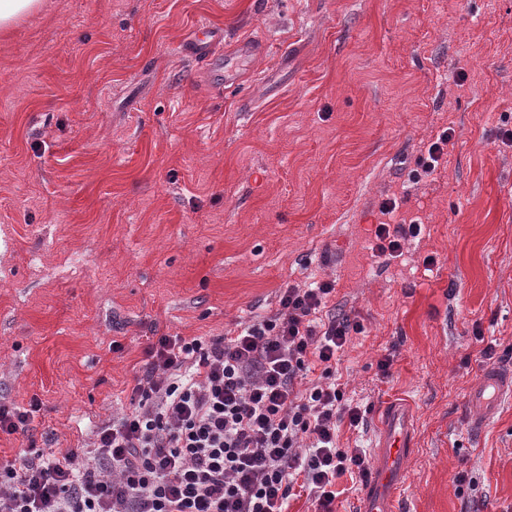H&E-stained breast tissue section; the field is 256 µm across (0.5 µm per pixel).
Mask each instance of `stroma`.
Returning a JSON list of instances; mask_svg holds the SVG:
<instances>
[{"mask_svg": "<svg viewBox=\"0 0 512 512\" xmlns=\"http://www.w3.org/2000/svg\"><path fill=\"white\" fill-rule=\"evenodd\" d=\"M205 26L238 73L221 93L178 53ZM253 37L262 56L233 52ZM504 127L512 0H44L0 35V401L40 405L0 461L90 444L156 337L225 335L324 279L326 314L363 327L341 445L373 453L408 401V512H512V404L478 432L466 413L480 349L512 350ZM379 224L421 231L394 258ZM454 130L452 127L445 128L436 138L435 141L430 142L427 147V156H421L420 168L421 173L427 174L433 171L438 163L441 155L443 154L444 147L448 140L452 138Z\"/></svg>", "mask_w": 512, "mask_h": 512, "instance_id": "1", "label": "stroma"}]
</instances>
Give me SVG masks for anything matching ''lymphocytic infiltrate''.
Instances as JSON below:
<instances>
[{"instance_id": "f902f5d3", "label": "lymphocytic infiltrate", "mask_w": 512, "mask_h": 512, "mask_svg": "<svg viewBox=\"0 0 512 512\" xmlns=\"http://www.w3.org/2000/svg\"><path fill=\"white\" fill-rule=\"evenodd\" d=\"M333 291L286 285L275 312L233 336L158 337L131 410L90 447L0 463V512H288L298 483L315 512H335L338 479L369 467L364 449L337 441L365 413L336 381L360 324L324 316Z\"/></svg>"}]
</instances>
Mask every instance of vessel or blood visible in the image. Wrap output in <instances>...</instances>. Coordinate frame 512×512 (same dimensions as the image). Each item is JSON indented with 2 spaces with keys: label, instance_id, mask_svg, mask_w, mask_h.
<instances>
[{
  "label": "vessel or blood",
  "instance_id": "vessel-or-blood-1",
  "mask_svg": "<svg viewBox=\"0 0 512 512\" xmlns=\"http://www.w3.org/2000/svg\"><path fill=\"white\" fill-rule=\"evenodd\" d=\"M222 36L204 30L202 36L185 43L182 54L204 62L203 74L218 87L234 84V72L214 66L215 48ZM512 401V367H490L484 370L478 384L469 392L467 405L470 422L480 428L497 415L502 405ZM416 419L411 406L403 401L388 404L375 445L378 462L374 475L361 495L358 512H396L395 491L401 482L405 465L413 453Z\"/></svg>",
  "mask_w": 512,
  "mask_h": 512
}]
</instances>
